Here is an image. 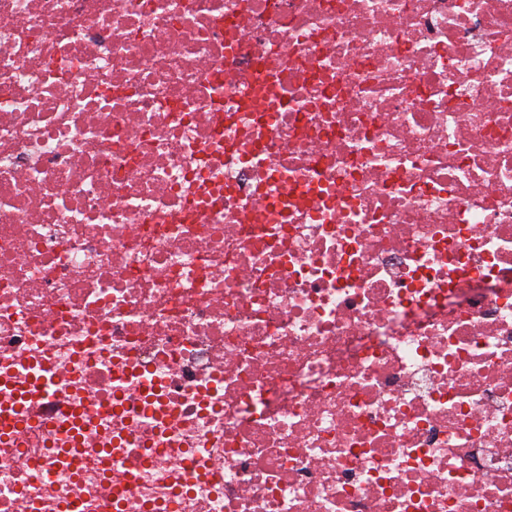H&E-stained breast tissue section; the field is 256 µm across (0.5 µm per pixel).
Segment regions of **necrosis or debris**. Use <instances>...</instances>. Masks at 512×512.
<instances>
[{"label": "necrosis or debris", "mask_w": 512, "mask_h": 512, "mask_svg": "<svg viewBox=\"0 0 512 512\" xmlns=\"http://www.w3.org/2000/svg\"><path fill=\"white\" fill-rule=\"evenodd\" d=\"M0 512H512V0H0Z\"/></svg>", "instance_id": "4bbe7bcc"}]
</instances>
